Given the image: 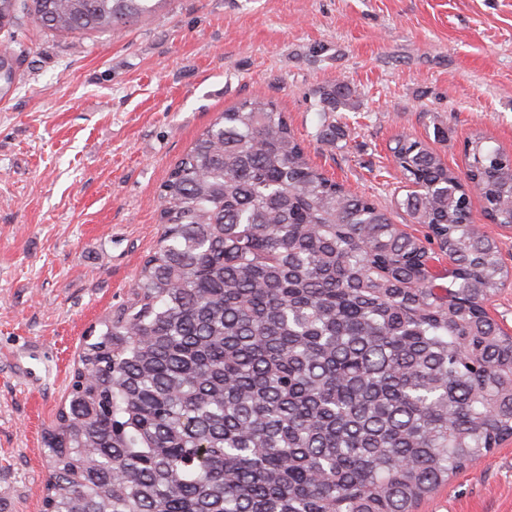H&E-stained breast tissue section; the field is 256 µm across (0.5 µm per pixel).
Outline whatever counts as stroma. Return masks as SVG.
Masks as SVG:
<instances>
[{
  "mask_svg": "<svg viewBox=\"0 0 512 512\" xmlns=\"http://www.w3.org/2000/svg\"><path fill=\"white\" fill-rule=\"evenodd\" d=\"M0 100V503L42 512V433L82 338L127 304L161 234V184L219 112L261 95L310 161L421 234L390 148L449 167L482 133L512 153V0H163L120 34L63 35L21 15ZM346 81L329 115L318 92ZM335 124V141L322 138ZM418 512H512V439ZM352 98L351 88L343 80L322 88L315 104L318 112H336L342 107H349Z\"/></svg>",
  "mask_w": 512,
  "mask_h": 512,
  "instance_id": "1",
  "label": "stroma"
}]
</instances>
